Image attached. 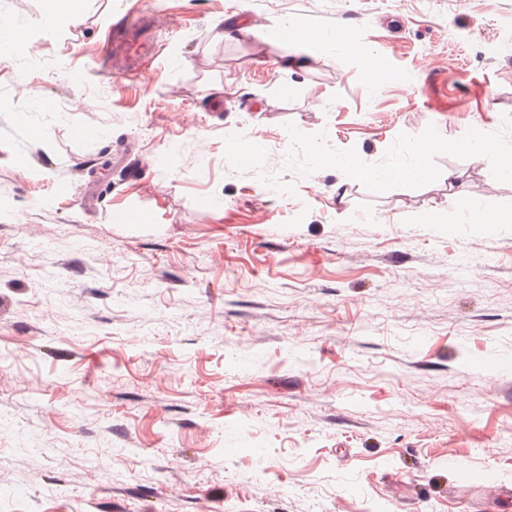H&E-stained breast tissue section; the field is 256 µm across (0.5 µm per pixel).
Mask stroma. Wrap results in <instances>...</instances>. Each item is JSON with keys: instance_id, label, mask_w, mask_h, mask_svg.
I'll use <instances>...</instances> for the list:
<instances>
[{"instance_id": "35a3bbf8", "label": "stroma", "mask_w": 512, "mask_h": 512, "mask_svg": "<svg viewBox=\"0 0 512 512\" xmlns=\"http://www.w3.org/2000/svg\"><path fill=\"white\" fill-rule=\"evenodd\" d=\"M47 9L0 0V512H512V223L466 220L512 179L318 162L512 153V0ZM154 11L147 77L105 76ZM130 27L127 26V33L121 36H117L114 39L113 51L115 55H119L120 58L135 59L141 55V49L143 43L139 41L134 35H130ZM423 141H416L407 146V151L416 159L415 166L398 168L396 174L404 179H425L429 174L426 165L427 159L432 152H441L448 149V144L444 141L432 140L424 145L427 152L422 150ZM429 152V153H428ZM407 170L406 174L403 171Z\"/></svg>"}]
</instances>
